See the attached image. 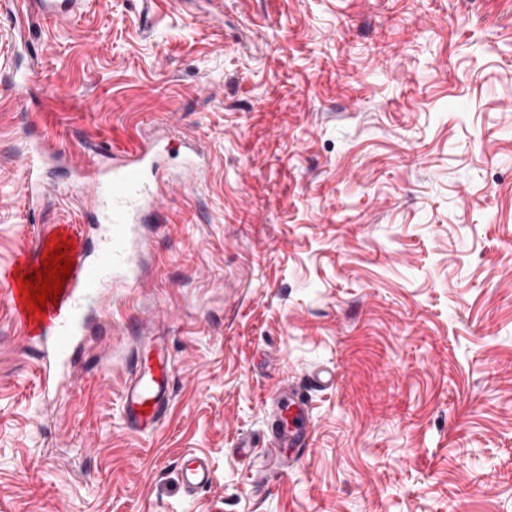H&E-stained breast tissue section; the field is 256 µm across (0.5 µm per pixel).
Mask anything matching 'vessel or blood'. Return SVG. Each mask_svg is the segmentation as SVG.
Wrapping results in <instances>:
<instances>
[{"label":"vessel or blood","mask_w":512,"mask_h":512,"mask_svg":"<svg viewBox=\"0 0 512 512\" xmlns=\"http://www.w3.org/2000/svg\"><path fill=\"white\" fill-rule=\"evenodd\" d=\"M86 0H0V12L5 13L13 30L23 31L32 15L57 21H67L81 13ZM15 102L30 104L41 91L33 73L10 69L0 77ZM49 144L37 143L24 157L27 191L38 198L42 191L41 166L45 158L55 156ZM167 173L159 155L146 143L113 152L112 166L94 175L77 174L76 184L81 193L93 198L95 210L88 231H76L66 224H56L40 238L36 251L48 256L55 243L68 245V258L73 261L57 304L47 305L37 314L28 301L24 284L29 264L19 256L10 267L0 268V289L5 290L14 319L39 349L43 358L44 388L58 383L57 369L67 364L70 354L86 340L84 325L85 301L89 296L102 295L106 285L136 282L135 258L145 241L139 226L146 212L158 204ZM174 365L169 356L158 355L140 368L132 370L121 393V407L128 429L138 433L153 432L161 413L171 398V377ZM336 374L316 368L303 374L300 382H281L267 397L266 432L272 453L280 463L289 460V449L304 447L312 431L310 405L306 393L334 387ZM181 486L193 496L211 487L214 473L208 458L188 453L179 463Z\"/></svg>","instance_id":"b4317fda"}]
</instances>
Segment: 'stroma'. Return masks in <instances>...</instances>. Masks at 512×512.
I'll use <instances>...</instances> for the list:
<instances>
[{
  "instance_id": "stroma-1",
  "label": "stroma",
  "mask_w": 512,
  "mask_h": 512,
  "mask_svg": "<svg viewBox=\"0 0 512 512\" xmlns=\"http://www.w3.org/2000/svg\"><path fill=\"white\" fill-rule=\"evenodd\" d=\"M27 40L0 14V64L45 89L35 126L0 95V266L85 224L90 145L175 169L191 138L207 173L162 198L140 283L89 303L57 391L0 294V512H512V0H87ZM37 137L65 158L33 202ZM148 337L175 370L137 434ZM321 366L281 467L262 400ZM173 371L172 360L163 354L132 370L124 382L120 399L128 429L151 433L157 428L161 413L171 398ZM178 471L182 489L187 496H194L208 489L214 481V473L209 459L202 454L183 455Z\"/></svg>"
}]
</instances>
